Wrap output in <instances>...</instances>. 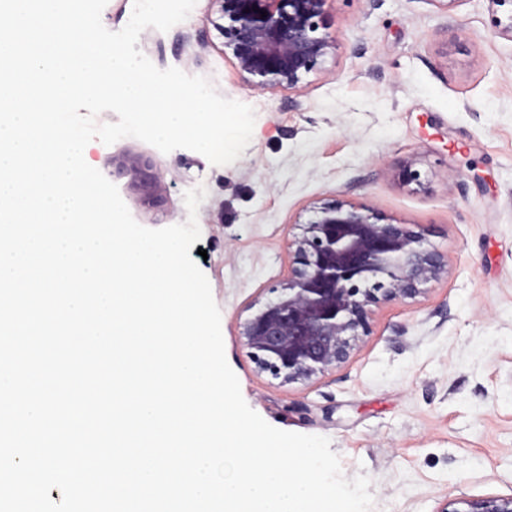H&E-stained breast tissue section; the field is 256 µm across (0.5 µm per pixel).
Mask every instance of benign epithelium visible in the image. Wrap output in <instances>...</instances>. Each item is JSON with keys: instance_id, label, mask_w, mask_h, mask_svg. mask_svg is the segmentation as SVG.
I'll return each mask as SVG.
<instances>
[{"instance_id": "7a95c632", "label": "benign epithelium", "mask_w": 512, "mask_h": 512, "mask_svg": "<svg viewBox=\"0 0 512 512\" xmlns=\"http://www.w3.org/2000/svg\"><path fill=\"white\" fill-rule=\"evenodd\" d=\"M212 26L242 84L300 91L336 49L327 0H211ZM267 16H262V12ZM141 205L155 209L163 186L151 158L125 152L110 160ZM288 277L255 300L239 336L256 369L284 384L305 383L345 364L370 335L371 307L406 303L448 276V260L423 231L366 204L328 199L312 207L288 240ZM440 512H512V494L447 502Z\"/></svg>"}]
</instances>
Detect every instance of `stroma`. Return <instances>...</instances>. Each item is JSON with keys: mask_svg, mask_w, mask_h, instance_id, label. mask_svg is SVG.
Instances as JSON below:
<instances>
[{"mask_svg": "<svg viewBox=\"0 0 512 512\" xmlns=\"http://www.w3.org/2000/svg\"><path fill=\"white\" fill-rule=\"evenodd\" d=\"M336 50L302 92L243 87L197 0L140 50L160 69L208 78L256 113L234 163L162 153L134 138L88 145L89 165L151 157L165 184L134 219L185 222V191H207L198 266L221 311L226 359L246 403L270 425L328 437L352 478L369 476L373 512H441L447 500L512 493V38L490 0H328ZM415 160L419 183L399 169ZM340 198L423 229L447 278L412 303L373 307L371 332L336 371L283 384L258 373L239 336L256 297L287 278V242L311 207Z\"/></svg>", "mask_w": 512, "mask_h": 512, "instance_id": "1", "label": "stroma"}]
</instances>
